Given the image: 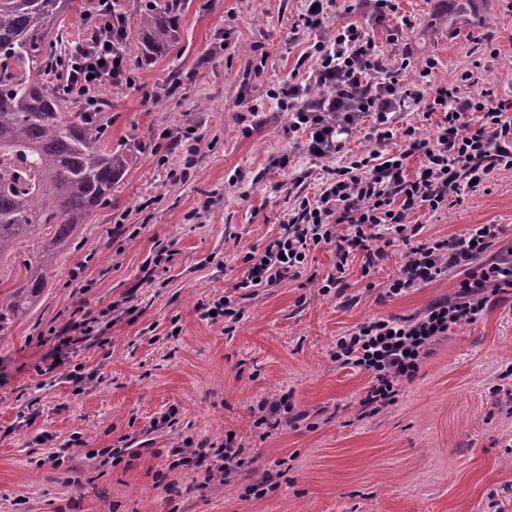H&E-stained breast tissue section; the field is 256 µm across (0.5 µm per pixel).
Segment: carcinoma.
<instances>
[{"label":"carcinoma","instance_id":"carcinoma-1","mask_svg":"<svg viewBox=\"0 0 512 512\" xmlns=\"http://www.w3.org/2000/svg\"><path fill=\"white\" fill-rule=\"evenodd\" d=\"M72 0H0V262L35 240L38 260L0 305V330L29 308L53 260L89 222L138 151L103 144L101 112H65L45 74L54 69L46 43L58 35ZM184 0L155 5L137 22L138 50L152 60L178 40L175 13Z\"/></svg>","mask_w":512,"mask_h":512}]
</instances>
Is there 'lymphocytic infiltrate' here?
Segmentation results:
<instances>
[{"mask_svg": "<svg viewBox=\"0 0 512 512\" xmlns=\"http://www.w3.org/2000/svg\"><path fill=\"white\" fill-rule=\"evenodd\" d=\"M332 0H308L305 27L324 31L313 46L318 59L308 84L285 80L275 97L289 116L288 130L306 136L307 150L325 176L315 197H301L281 223V233L257 255L244 258L247 271L240 288L268 287L295 278L311 250L336 249L335 271L321 287L330 293L342 284L352 253H361L365 267L383 254L375 229L396 225L411 248L408 259L387 293L400 296L447 276L466 272L453 297L430 305L417 316L371 318L338 337L336 363L367 372L373 382L360 400L362 410L376 412L397 399L402 381L413 380L431 345L452 328L474 322L499 293L512 288V255L474 267L501 232L497 224H475L446 239L417 242L420 225L410 218L418 211L436 212L450 199L480 191L494 171L512 169V99L486 89H470L471 76L440 82L436 64L427 61L418 81L402 84L397 73L383 72L373 37L364 27L329 28ZM85 19L90 37L59 62L66 94L85 110L100 109L103 82L121 87L132 77L126 64L128 24L112 7L113 0H87ZM320 90L309 98L311 87ZM423 106L434 121V134L418 126L398 128L397 112L405 105ZM375 117L377 147L342 158L343 135L363 114ZM418 157L415 171L407 162Z\"/></svg>", "mask_w": 512, "mask_h": 512, "instance_id": "1", "label": "lymphocytic infiltrate"}]
</instances>
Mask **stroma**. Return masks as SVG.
<instances>
[{
    "label": "stroma",
    "mask_w": 512,
    "mask_h": 512,
    "mask_svg": "<svg viewBox=\"0 0 512 512\" xmlns=\"http://www.w3.org/2000/svg\"><path fill=\"white\" fill-rule=\"evenodd\" d=\"M397 6L410 28L396 43L369 0H337L330 20L369 27L386 70L410 59L405 83L431 59L437 80L468 70L477 88L512 98V0H472L461 20L455 0ZM305 11L306 0H186L175 47L149 63L130 33L133 83L103 85L99 98L105 142L140 145V158L56 257L33 308L0 330V512H512V288L435 342L397 402L366 416L371 378L336 364L337 337L422 313L463 272L388 296L408 248L385 225L382 259L366 271L353 258L340 292L320 291L334 271L327 246L297 278L247 298L235 289L244 256L278 237L323 177L272 97L317 64L322 34L302 26ZM189 129L192 155L177 138ZM414 220L424 241L501 225L486 252L499 256L512 248V169ZM224 296L239 322L203 317L200 303ZM107 308L105 335L58 352L70 321ZM53 353L61 364L48 373ZM285 393L297 426L263 432L261 405ZM228 438L246 460L231 476L171 465L170 449ZM274 469L278 486L255 495Z\"/></svg>",
    "instance_id": "1"
}]
</instances>
